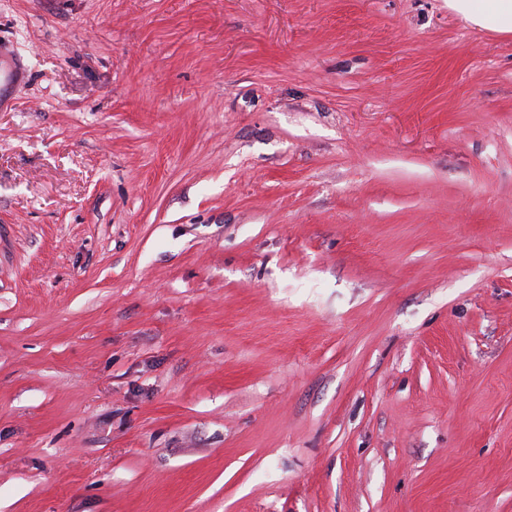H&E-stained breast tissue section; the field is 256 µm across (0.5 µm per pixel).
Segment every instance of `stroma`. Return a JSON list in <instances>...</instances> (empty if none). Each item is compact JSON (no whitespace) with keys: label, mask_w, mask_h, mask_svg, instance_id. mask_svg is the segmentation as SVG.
I'll list each match as a JSON object with an SVG mask.
<instances>
[{"label":"stroma","mask_w":512,"mask_h":512,"mask_svg":"<svg viewBox=\"0 0 512 512\" xmlns=\"http://www.w3.org/2000/svg\"><path fill=\"white\" fill-rule=\"evenodd\" d=\"M0 40V512H512V34L0 0Z\"/></svg>","instance_id":"stroma-1"}]
</instances>
